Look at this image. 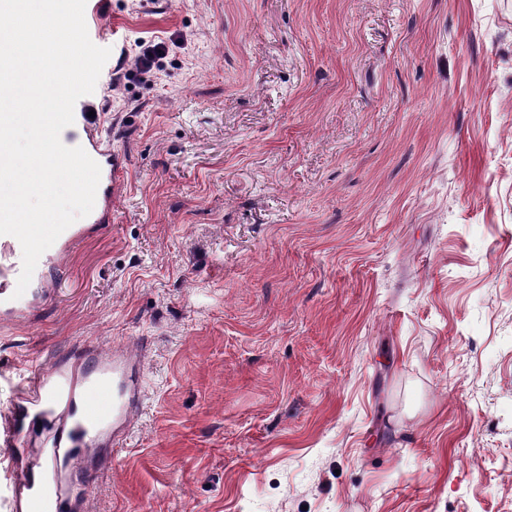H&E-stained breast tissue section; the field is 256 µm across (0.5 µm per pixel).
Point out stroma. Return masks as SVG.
<instances>
[{
    "mask_svg": "<svg viewBox=\"0 0 512 512\" xmlns=\"http://www.w3.org/2000/svg\"><path fill=\"white\" fill-rule=\"evenodd\" d=\"M92 4L125 173L0 322V418L35 364L128 345L87 512H512V0ZM136 46L140 50L135 55L134 69L122 74L119 73L121 68L118 69L113 79L114 86H117L122 80L129 78L132 74L139 76L140 79L148 80L154 75L155 70L159 68L160 61L170 50V44L166 41L140 42Z\"/></svg>",
    "mask_w": 512,
    "mask_h": 512,
    "instance_id": "35a3bbf8",
    "label": "stroma"
}]
</instances>
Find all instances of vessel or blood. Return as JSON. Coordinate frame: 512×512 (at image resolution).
I'll return each instance as SVG.
<instances>
[{
  "label": "vessel or blood",
  "mask_w": 512,
  "mask_h": 512,
  "mask_svg": "<svg viewBox=\"0 0 512 512\" xmlns=\"http://www.w3.org/2000/svg\"><path fill=\"white\" fill-rule=\"evenodd\" d=\"M86 98L74 107V122L66 129V146L82 147L100 166L97 206L84 223L70 225L59 240L71 248L89 228L110 223L112 197L123 172V159L115 153L87 112ZM22 271V248L14 236L0 235V320L26 316L48 296V289H15ZM142 354L128 347L93 349L77 359H61L27 377L18 390L6 424L9 437L36 428L46 434L43 463L33 465L16 455L18 479L13 491L14 512H83L81 486L106 463L115 447L127 439L142 405ZM99 381L105 399L98 405L83 397L85 385Z\"/></svg>",
  "instance_id": "1"
}]
</instances>
